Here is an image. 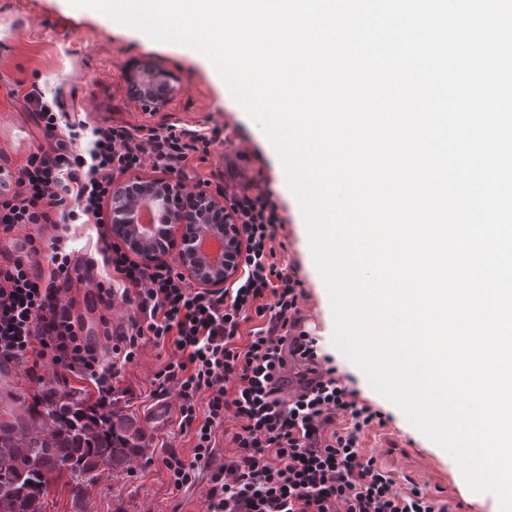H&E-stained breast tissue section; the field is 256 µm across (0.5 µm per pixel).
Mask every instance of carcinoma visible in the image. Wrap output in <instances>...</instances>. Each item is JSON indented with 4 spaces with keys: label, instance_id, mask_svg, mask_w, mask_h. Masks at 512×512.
<instances>
[{
    "label": "carcinoma",
    "instance_id": "1",
    "mask_svg": "<svg viewBox=\"0 0 512 512\" xmlns=\"http://www.w3.org/2000/svg\"><path fill=\"white\" fill-rule=\"evenodd\" d=\"M0 512H44L50 479L67 472L77 512L87 483L105 467L129 472L145 449L134 417L48 382L32 403L0 408Z\"/></svg>",
    "mask_w": 512,
    "mask_h": 512
}]
</instances>
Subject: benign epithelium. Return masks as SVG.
Segmentation results:
<instances>
[{"instance_id": "7a95c632", "label": "benign epithelium", "mask_w": 512, "mask_h": 512, "mask_svg": "<svg viewBox=\"0 0 512 512\" xmlns=\"http://www.w3.org/2000/svg\"><path fill=\"white\" fill-rule=\"evenodd\" d=\"M132 85L134 98L153 110L166 104L169 87L155 68H144ZM143 208L155 211L164 225L163 241L140 227ZM111 213L112 223L124 230L119 240L145 260L160 261L175 250L182 267L207 288H222L239 272L235 260L243 242L222 196L200 191L185 203L177 183L135 176L112 189Z\"/></svg>"}]
</instances>
